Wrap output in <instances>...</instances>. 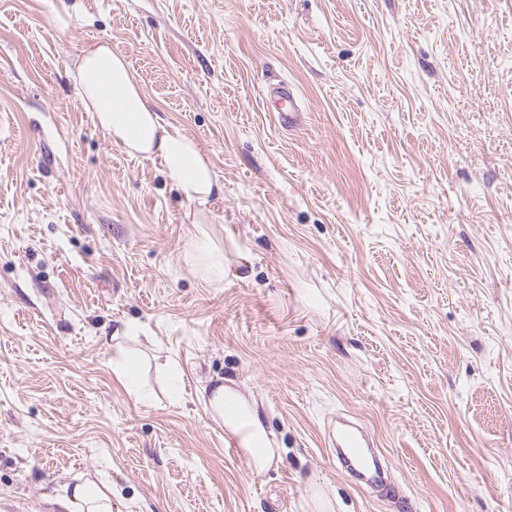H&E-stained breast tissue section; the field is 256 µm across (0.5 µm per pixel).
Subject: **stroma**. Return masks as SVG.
<instances>
[{
  "label": "stroma",
  "instance_id": "1",
  "mask_svg": "<svg viewBox=\"0 0 512 512\" xmlns=\"http://www.w3.org/2000/svg\"><path fill=\"white\" fill-rule=\"evenodd\" d=\"M101 41L211 159L203 209L85 110L71 72ZM288 90L296 127L271 106ZM197 212L223 285L182 259ZM223 379L262 401L276 467L198 401ZM339 411L383 491L336 458ZM96 475L112 512H315L317 490L333 512H501L512 0H0V512ZM118 349L121 353L117 355L116 373L125 386L134 389L138 386L140 361L134 353L122 352L121 347Z\"/></svg>",
  "mask_w": 512,
  "mask_h": 512
}]
</instances>
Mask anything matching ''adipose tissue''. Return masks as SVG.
Returning a JSON list of instances; mask_svg holds the SVG:
<instances>
[{
  "mask_svg": "<svg viewBox=\"0 0 512 512\" xmlns=\"http://www.w3.org/2000/svg\"><path fill=\"white\" fill-rule=\"evenodd\" d=\"M74 79L84 108L93 113L100 130L130 156L159 157L183 200L202 205L219 192L213 164L199 142L160 120L125 58L114 53L108 42L83 51ZM183 259L204 282L223 284L224 250L205 230L190 234ZM197 398L223 426L227 444L241 449L254 469L263 471L280 461L281 449L252 393L231 381L201 388ZM56 503L61 512H112V488L85 480L62 490Z\"/></svg>",
  "mask_w": 512,
  "mask_h": 512,
  "instance_id": "1",
  "label": "adipose tissue"
}]
</instances>
